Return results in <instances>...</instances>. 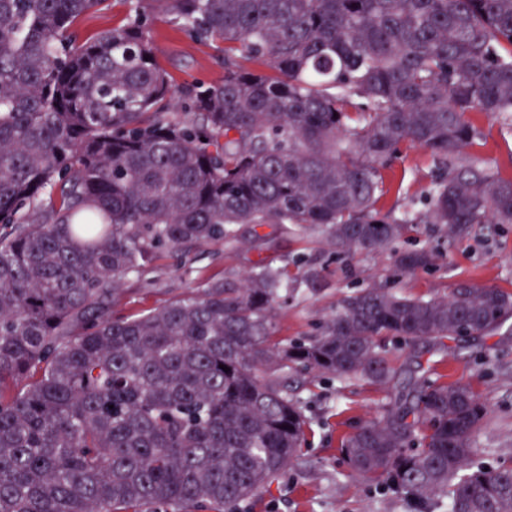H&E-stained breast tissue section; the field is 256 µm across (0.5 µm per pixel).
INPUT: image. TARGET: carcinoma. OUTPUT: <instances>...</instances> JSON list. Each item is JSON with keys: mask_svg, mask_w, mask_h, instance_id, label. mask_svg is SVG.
Returning <instances> with one entry per match:
<instances>
[{"mask_svg": "<svg viewBox=\"0 0 512 512\" xmlns=\"http://www.w3.org/2000/svg\"><path fill=\"white\" fill-rule=\"evenodd\" d=\"M105 2L0 0V512H236L295 458L288 377L309 369L394 392L344 442L356 474L410 512L440 495L512 512V468L476 458L471 385L399 388L387 348L486 335L512 294L374 286L318 335L276 340L291 276L270 263L134 318L117 293L238 224L318 228L348 257L416 224H512V179L463 155L482 138L470 113L512 127V0H124L121 25L77 41ZM162 11L224 54V81L186 86L180 114L148 37ZM404 143L437 177L396 217L377 203Z\"/></svg>", "mask_w": 512, "mask_h": 512, "instance_id": "cac0c4a2", "label": "carcinoma"}]
</instances>
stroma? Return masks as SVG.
Masks as SVG:
<instances>
[{"instance_id": "35a3bbf8", "label": "stroma", "mask_w": 512, "mask_h": 512, "mask_svg": "<svg viewBox=\"0 0 512 512\" xmlns=\"http://www.w3.org/2000/svg\"><path fill=\"white\" fill-rule=\"evenodd\" d=\"M150 35L156 60L174 87L223 81L222 53L189 36L168 16L157 17ZM470 118L483 137L466 148V155L480 167L512 179V136L503 133L494 117L474 112ZM431 181L432 163L426 151L403 144L387 171L380 208L398 213L425 208ZM421 248L434 252V266L412 273L396 270L394 251ZM261 258L288 267L293 275L275 320L280 338L318 334L323 320L345 296L374 285L422 298L451 292L462 284L512 294V224L479 227L456 241L438 225L419 224L394 249L352 259L337 256L322 233L266 224L238 226L234 240L195 249L182 266L163 256L125 277L120 309L141 315L172 299L195 296L208 283L239 281ZM389 350L395 367L420 363L430 381L470 383L486 408L476 437L478 456L491 466H512V318L491 334L448 341L442 351L425 344H393ZM297 395L308 420L301 448L284 474L259 497L244 503L245 512H407L401 497L355 474L342 451L343 440L355 428L384 413L390 393L361 379L310 373Z\"/></svg>"}]
</instances>
